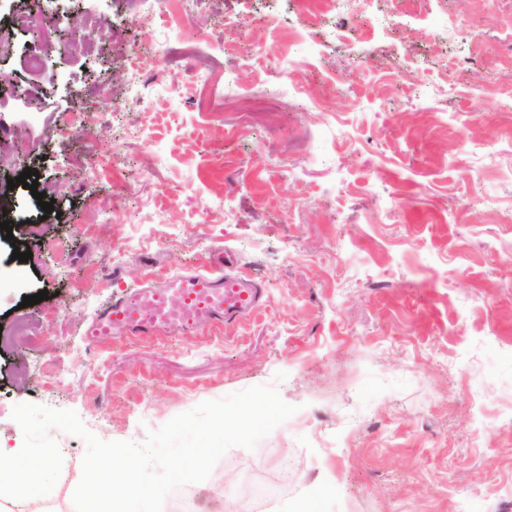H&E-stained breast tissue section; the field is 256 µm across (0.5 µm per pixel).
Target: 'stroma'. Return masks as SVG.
I'll list each match as a JSON object with an SVG mask.
<instances>
[{
    "label": "stroma",
    "mask_w": 512,
    "mask_h": 512,
    "mask_svg": "<svg viewBox=\"0 0 512 512\" xmlns=\"http://www.w3.org/2000/svg\"><path fill=\"white\" fill-rule=\"evenodd\" d=\"M25 12L41 24L13 28ZM64 12L85 19L86 47L68 45ZM153 23L144 37L136 0H0L13 38L0 209L14 222L0 238V449L23 445L19 403L140 443L201 402L272 385L296 408L272 431L289 459L265 438L229 449L199 484L215 500L263 481L279 490L256 512L314 496L325 512H512V73L496 67L512 0H365L313 23L294 0H184L179 21ZM213 54L225 79L202 113ZM309 86L330 111L308 106ZM105 88L132 111H106ZM241 94L278 99L277 131L234 130ZM77 112L94 135L62 134ZM28 168L36 190L9 187ZM17 242L29 261L13 260ZM224 257L261 283L256 311L87 338L114 296ZM54 437L64 462L37 506L75 512L86 444Z\"/></svg>",
    "instance_id": "stroma-1"
}]
</instances>
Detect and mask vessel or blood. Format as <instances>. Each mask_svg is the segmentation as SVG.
<instances>
[{
	"label": "vessel or blood",
	"mask_w": 512,
	"mask_h": 512,
	"mask_svg": "<svg viewBox=\"0 0 512 512\" xmlns=\"http://www.w3.org/2000/svg\"><path fill=\"white\" fill-rule=\"evenodd\" d=\"M262 303V290L242 276L220 270L179 274L161 287L143 285L116 296L87 335L93 340L118 333L175 336L205 325L233 323Z\"/></svg>",
	"instance_id": "obj_1"
}]
</instances>
